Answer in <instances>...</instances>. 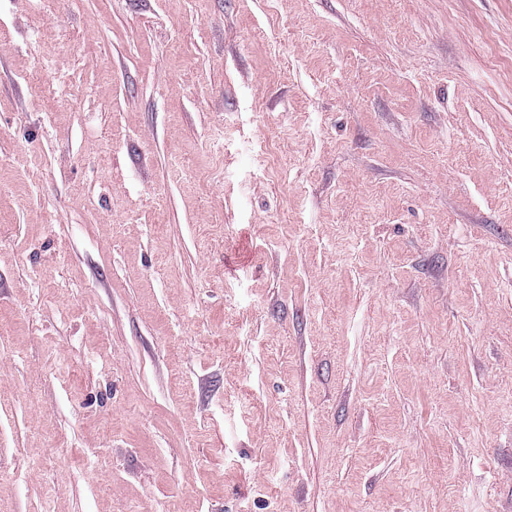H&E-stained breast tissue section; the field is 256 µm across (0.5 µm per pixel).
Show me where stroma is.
I'll use <instances>...</instances> for the list:
<instances>
[{"mask_svg": "<svg viewBox=\"0 0 512 512\" xmlns=\"http://www.w3.org/2000/svg\"><path fill=\"white\" fill-rule=\"evenodd\" d=\"M0 512H512V0H0Z\"/></svg>", "mask_w": 512, "mask_h": 512, "instance_id": "obj_1", "label": "stroma"}]
</instances>
